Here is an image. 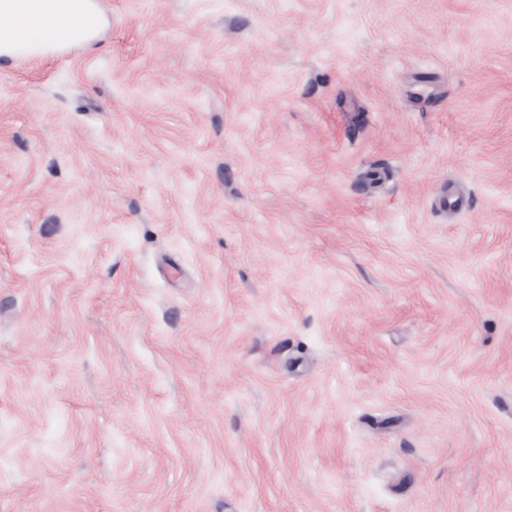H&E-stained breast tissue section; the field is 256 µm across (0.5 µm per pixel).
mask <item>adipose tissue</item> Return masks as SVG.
Listing matches in <instances>:
<instances>
[{"label":"adipose tissue","instance_id":"ef3b65f1","mask_svg":"<svg viewBox=\"0 0 512 512\" xmlns=\"http://www.w3.org/2000/svg\"><path fill=\"white\" fill-rule=\"evenodd\" d=\"M103 19L93 0H0V42L10 56H39L93 38Z\"/></svg>","mask_w":512,"mask_h":512}]
</instances>
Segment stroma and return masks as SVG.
Wrapping results in <instances>:
<instances>
[{"mask_svg": "<svg viewBox=\"0 0 512 512\" xmlns=\"http://www.w3.org/2000/svg\"><path fill=\"white\" fill-rule=\"evenodd\" d=\"M96 3L0 56V512H512V0Z\"/></svg>", "mask_w": 512, "mask_h": 512, "instance_id": "obj_1", "label": "stroma"}]
</instances>
